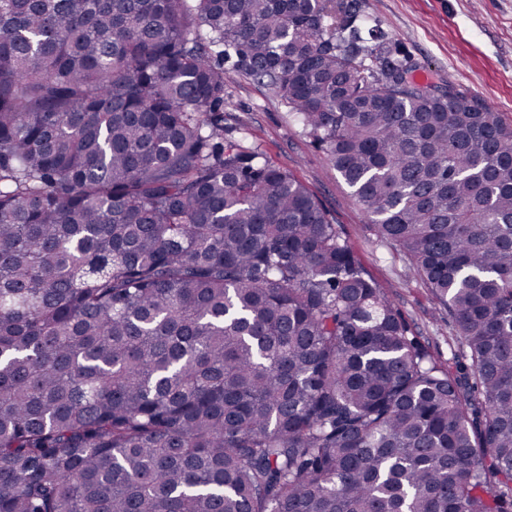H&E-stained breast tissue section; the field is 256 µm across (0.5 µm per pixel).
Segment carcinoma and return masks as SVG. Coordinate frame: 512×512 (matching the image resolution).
Masks as SVG:
<instances>
[{
	"instance_id": "obj_1",
	"label": "carcinoma",
	"mask_w": 512,
	"mask_h": 512,
	"mask_svg": "<svg viewBox=\"0 0 512 512\" xmlns=\"http://www.w3.org/2000/svg\"><path fill=\"white\" fill-rule=\"evenodd\" d=\"M358 0H0V512H512V124ZM448 311L421 345L224 136V64Z\"/></svg>"
}]
</instances>
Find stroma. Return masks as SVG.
<instances>
[{
  "mask_svg": "<svg viewBox=\"0 0 512 512\" xmlns=\"http://www.w3.org/2000/svg\"><path fill=\"white\" fill-rule=\"evenodd\" d=\"M360 5L393 49L420 63L429 79L478 98L512 123V0H360ZM226 85L225 135L246 137L308 188L421 343L448 364L453 344L447 311L410 272L404 256L376 236L325 149L260 83L230 68Z\"/></svg>",
  "mask_w": 512,
  "mask_h": 512,
  "instance_id": "35a3bbf8",
  "label": "stroma"
}]
</instances>
